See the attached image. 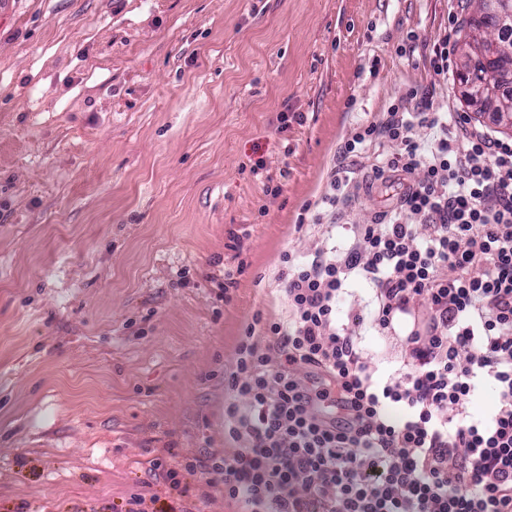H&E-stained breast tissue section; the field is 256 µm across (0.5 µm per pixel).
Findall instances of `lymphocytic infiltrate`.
Masks as SVG:
<instances>
[{
  "instance_id": "obj_1",
  "label": "lymphocytic infiltrate",
  "mask_w": 512,
  "mask_h": 512,
  "mask_svg": "<svg viewBox=\"0 0 512 512\" xmlns=\"http://www.w3.org/2000/svg\"><path fill=\"white\" fill-rule=\"evenodd\" d=\"M385 141L396 150L373 172L400 178L396 207L358 225L344 254L284 253L287 315L264 324L267 347L251 326L239 347L227 385L245 403L226 408L225 425L244 446L208 473L246 512H512V141L426 100L358 125L342 154ZM357 190L349 170H332L312 223H335ZM354 274L375 287L378 330L413 301L430 312L408 338L411 370L383 382L337 324ZM481 380L498 403L475 419Z\"/></svg>"
}]
</instances>
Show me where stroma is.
I'll return each instance as SVG.
<instances>
[{
	"label": "stroma",
	"instance_id": "35a3bbf8",
	"mask_svg": "<svg viewBox=\"0 0 512 512\" xmlns=\"http://www.w3.org/2000/svg\"><path fill=\"white\" fill-rule=\"evenodd\" d=\"M475 5L0 0V512H125L138 495L236 512L206 467L237 446L224 406L247 326L285 316L281 255L344 250L397 198L344 139L423 90L501 134L430 66ZM284 112L303 123L280 131ZM341 163L357 195L332 232L300 226ZM374 311L351 276L336 316L384 378L428 311L383 332Z\"/></svg>",
	"mask_w": 512,
	"mask_h": 512
}]
</instances>
